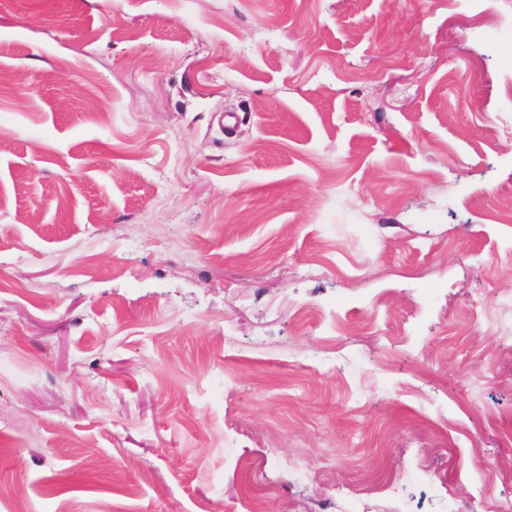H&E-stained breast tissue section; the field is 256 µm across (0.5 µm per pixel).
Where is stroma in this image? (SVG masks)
I'll return each instance as SVG.
<instances>
[{
    "label": "stroma",
    "mask_w": 512,
    "mask_h": 512,
    "mask_svg": "<svg viewBox=\"0 0 512 512\" xmlns=\"http://www.w3.org/2000/svg\"><path fill=\"white\" fill-rule=\"evenodd\" d=\"M501 118L500 0L1 5L0 512L512 497Z\"/></svg>",
    "instance_id": "35a3bbf8"
}]
</instances>
